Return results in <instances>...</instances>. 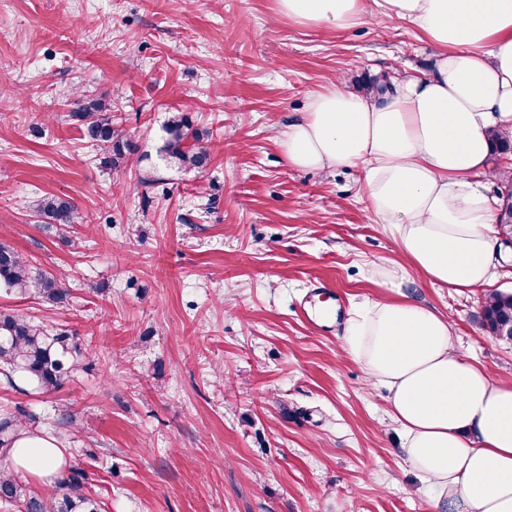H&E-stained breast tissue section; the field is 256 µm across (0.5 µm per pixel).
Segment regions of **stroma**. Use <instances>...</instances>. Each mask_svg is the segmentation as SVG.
<instances>
[{
    "mask_svg": "<svg viewBox=\"0 0 512 512\" xmlns=\"http://www.w3.org/2000/svg\"><path fill=\"white\" fill-rule=\"evenodd\" d=\"M275 0H0V241L65 275L62 304L0 291V310L78 336L58 389L0 379V421L52 435L103 512H435L384 393L321 330L311 284L344 311L381 298L374 267L449 316L456 351L512 380V342L481 325L512 292V256L459 293L425 282L376 224L352 171L289 167L279 145L312 91L423 71L433 47L400 20L297 25ZM111 101L140 152L106 170L70 114ZM189 117L205 168L166 158ZM65 195L87 224L32 204Z\"/></svg>",
    "mask_w": 512,
    "mask_h": 512,
    "instance_id": "stroma-1",
    "label": "stroma"
}]
</instances>
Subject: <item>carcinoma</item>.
<instances>
[{"instance_id":"cac0c4a2","label":"carcinoma","mask_w":512,"mask_h":512,"mask_svg":"<svg viewBox=\"0 0 512 512\" xmlns=\"http://www.w3.org/2000/svg\"><path fill=\"white\" fill-rule=\"evenodd\" d=\"M78 122L83 137L94 143L100 152V165L116 169L138 152L136 143L112 122V104L89 99L71 114ZM166 153L184 167L202 169L207 165L208 151L200 145L197 133H189L185 115H176L166 126ZM506 201L505 212L498 223L512 228V178L501 184L499 191ZM33 213L44 224L71 226L83 223L76 205L59 196H46L35 201ZM0 288L22 295L39 296L49 303H61L67 297L64 277L35 268L12 246L0 242ZM512 318V296L495 293L486 300L482 324L494 331ZM81 345L63 330L48 331L33 319L0 312V373L11 385L18 374L43 389H56L70 376ZM17 424L0 423V455L10 450ZM78 474L62 477L55 489L46 495L33 494L7 469L0 468V505L18 507L20 512H101L99 502L78 492Z\"/></svg>"}]
</instances>
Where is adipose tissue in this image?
I'll return each instance as SVG.
<instances>
[{"mask_svg": "<svg viewBox=\"0 0 512 512\" xmlns=\"http://www.w3.org/2000/svg\"><path fill=\"white\" fill-rule=\"evenodd\" d=\"M276 9L336 30L404 20L436 47L429 73H404L385 92H312L280 146L296 169L357 170L376 223L425 281L487 284L498 202L476 178L488 172L492 134L512 135V0H276ZM373 275L388 295L351 313L343 347L384 391L406 463L437 512H512V382L455 352L448 318L404 291V269ZM11 461L50 485L64 451L22 432Z\"/></svg>", "mask_w": 512, "mask_h": 512, "instance_id": "obj_1", "label": "adipose tissue"}]
</instances>
